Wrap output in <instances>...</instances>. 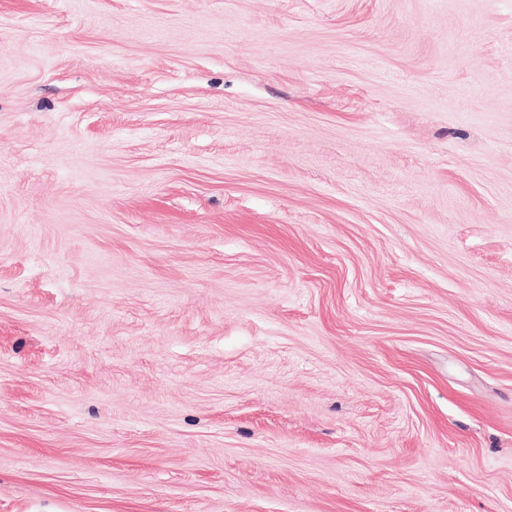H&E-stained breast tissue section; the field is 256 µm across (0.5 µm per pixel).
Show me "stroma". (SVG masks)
<instances>
[{"label": "stroma", "mask_w": 512, "mask_h": 512, "mask_svg": "<svg viewBox=\"0 0 512 512\" xmlns=\"http://www.w3.org/2000/svg\"><path fill=\"white\" fill-rule=\"evenodd\" d=\"M0 512H512V0H0Z\"/></svg>", "instance_id": "obj_1"}]
</instances>
